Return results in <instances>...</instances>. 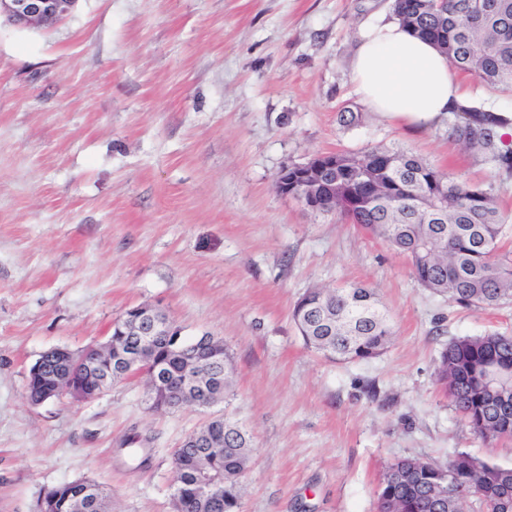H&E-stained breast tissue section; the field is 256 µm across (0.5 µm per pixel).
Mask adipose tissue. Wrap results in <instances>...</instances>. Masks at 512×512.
Returning a JSON list of instances; mask_svg holds the SVG:
<instances>
[{
	"instance_id": "obj_1",
	"label": "adipose tissue",
	"mask_w": 512,
	"mask_h": 512,
	"mask_svg": "<svg viewBox=\"0 0 512 512\" xmlns=\"http://www.w3.org/2000/svg\"><path fill=\"white\" fill-rule=\"evenodd\" d=\"M352 82L372 111L420 128L447 118L467 98L447 56L394 17H381L361 33Z\"/></svg>"
}]
</instances>
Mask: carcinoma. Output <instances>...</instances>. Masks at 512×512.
<instances>
[{
	"instance_id": "1",
	"label": "carcinoma",
	"mask_w": 512,
	"mask_h": 512,
	"mask_svg": "<svg viewBox=\"0 0 512 512\" xmlns=\"http://www.w3.org/2000/svg\"><path fill=\"white\" fill-rule=\"evenodd\" d=\"M395 16L415 34L433 41L450 65L478 78L488 90L512 94V0H392ZM512 124L508 113L467 104L451 111L448 134L466 149L480 153L497 171L512 175V148L499 146L498 128ZM336 212L382 239L407 257L418 283L448 300L483 310L512 298V251L501 247L512 226L505 223L494 195L483 185L451 177L419 156L374 146L336 153ZM292 318L312 351L336 361H363L381 355L393 336L389 316L374 290L359 285L315 288L293 307ZM197 343L184 340L182 354L166 338L154 342L151 359L170 383L147 385L150 408L180 407L170 397L184 378H197L208 390V403L226 396L232 371L229 356L203 371L192 360ZM512 367V335L488 332L448 343L437 377L455 410L471 430L489 444L512 440V382L491 391L476 383L486 361ZM111 368L99 356L81 367L74 379L83 383L79 399L97 397L95 378ZM42 371H30L27 398L47 395ZM251 462L247 431L227 417L194 431L174 455L173 508L190 512H238L242 478ZM475 504V512H501L500 501H512V467L460 452L448 460ZM448 471L418 458H398L380 478L378 506L393 512H424L427 495H438ZM208 481L212 496L196 500V480ZM83 481L64 483L45 492L39 512H78Z\"/></svg>"
}]
</instances>
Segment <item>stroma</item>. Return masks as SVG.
Here are the masks:
<instances>
[{"label":"stroma","mask_w":512,"mask_h":512,"mask_svg":"<svg viewBox=\"0 0 512 512\" xmlns=\"http://www.w3.org/2000/svg\"><path fill=\"white\" fill-rule=\"evenodd\" d=\"M391 0H77L48 28L0 21V512L90 479L112 512H173V453L211 417L252 436L239 512H376L384 466L468 452L512 466L437 382L448 341L512 334L421 287L405 256L338 214L307 210L277 173L377 145L484 182L512 216V175L448 137L371 112L351 62ZM343 112L360 114L342 125ZM374 289L393 340L338 363L291 313L317 286ZM221 339L228 402L148 407L142 376L99 397L30 404L29 370L97 346L127 310ZM149 458L140 465L139 455Z\"/></svg>","instance_id":"obj_1"}]
</instances>
